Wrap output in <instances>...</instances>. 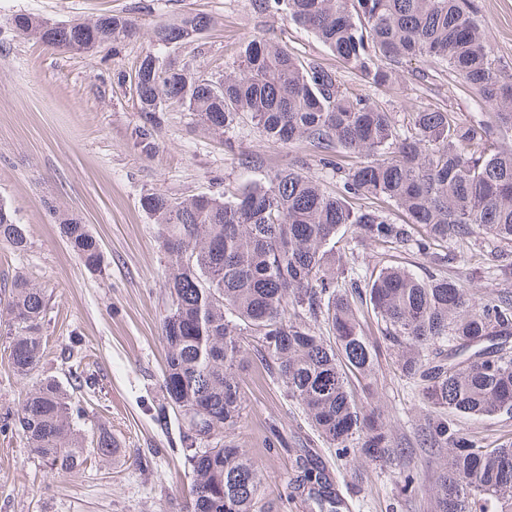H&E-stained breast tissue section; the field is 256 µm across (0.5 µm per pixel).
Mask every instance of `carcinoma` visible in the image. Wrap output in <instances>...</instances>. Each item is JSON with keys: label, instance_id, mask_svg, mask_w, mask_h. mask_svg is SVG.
<instances>
[{"label": "carcinoma", "instance_id": "cac0c4a2", "mask_svg": "<svg viewBox=\"0 0 512 512\" xmlns=\"http://www.w3.org/2000/svg\"><path fill=\"white\" fill-rule=\"evenodd\" d=\"M252 7L310 32L375 87L407 61L442 65L497 109L499 133L512 131V75L499 68L472 0H252ZM18 18L14 33L66 52L115 50L139 33L135 19L119 14L67 31L30 14ZM211 24L191 12L152 29L133 85L146 123L175 106L218 135L253 126L269 146L307 148L341 185L329 191L286 165L222 197L151 192L140 200L166 258L158 418L167 421L169 407L184 428L190 512H264L261 465L235 438L244 410L238 371L251 354L339 456L386 463L400 454L372 405L377 351L365 335V307L427 412L431 512H512V439L490 446L448 420L512 415V349L498 341L512 336V296L477 297L446 272L448 256H476L480 234L512 246V149L496 147L491 128L439 107L400 124L373 99L344 91L335 71L263 37L240 47L238 70L220 75L168 54ZM55 214L72 251L97 269L103 252L88 226ZM347 226L354 237L339 245ZM365 242L381 257L425 259L433 271L420 278L387 264L363 275L355 261ZM0 244L15 251L28 244L26 226L3 203ZM46 307L44 289L20 276L11 282L4 322L22 379L39 369ZM80 416L63 384L41 377L0 430L19 433L51 469L73 473L118 448L106 426L87 438ZM286 497L309 512L349 510L333 472L306 447L295 449Z\"/></svg>", "mask_w": 512, "mask_h": 512}]
</instances>
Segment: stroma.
I'll return each instance as SVG.
<instances>
[{
    "instance_id": "obj_1",
    "label": "stroma",
    "mask_w": 512,
    "mask_h": 512,
    "mask_svg": "<svg viewBox=\"0 0 512 512\" xmlns=\"http://www.w3.org/2000/svg\"><path fill=\"white\" fill-rule=\"evenodd\" d=\"M474 2L500 69L512 74V0ZM187 12L207 13L214 23L174 50L178 59L230 72L240 44L263 35L336 70L344 90L378 101L397 119L437 105L468 121H496L494 109L442 66L411 61L395 83L371 86L340 68L307 31L282 16L255 13L251 0H0V201L28 230L24 251L0 246V299L8 300L18 273L44 288L39 372L63 382L75 369L88 376L90 385L74 393L79 424L89 433L108 426L121 444L112 459L93 457L81 471L60 473L32 455L18 433H0V512H187L191 477L179 452L182 430L175 418L158 419L165 258L158 226L140 199L151 192L220 193L296 161L308 176L336 186L335 174L307 160L303 146L272 147L247 128L234 134L229 149L196 127L191 113L177 110L161 113L151 132L154 147L142 151L144 118L125 77L148 50L153 25ZM20 13L54 22L124 14L138 20L141 35L91 56L61 52L15 36L9 21ZM244 154L254 157L251 168L242 167ZM53 205L79 214L98 238L99 269H87L68 247L49 211ZM9 355L10 340L0 329V416L16 409L29 388ZM240 379L237 440L259 461L273 512H307L285 495L294 442L313 448L333 470L351 512H430L429 456L417 444L425 414L389 353L379 358L374 402L406 450L384 467L338 460L259 359L245 363ZM409 474L417 480L407 492Z\"/></svg>"
}]
</instances>
